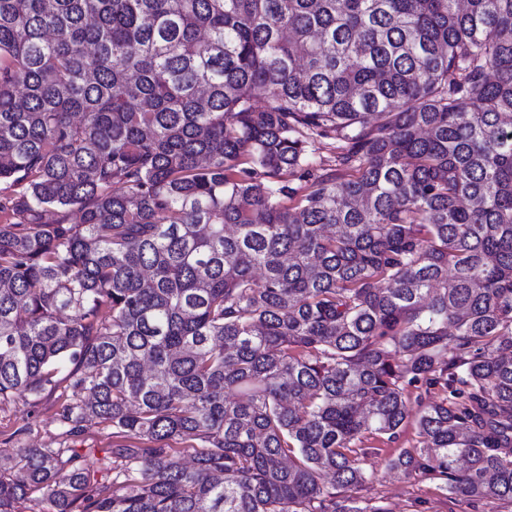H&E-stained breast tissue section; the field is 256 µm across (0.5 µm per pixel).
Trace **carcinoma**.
I'll return each mask as SVG.
<instances>
[{
  "label": "carcinoma",
  "mask_w": 512,
  "mask_h": 512,
  "mask_svg": "<svg viewBox=\"0 0 512 512\" xmlns=\"http://www.w3.org/2000/svg\"><path fill=\"white\" fill-rule=\"evenodd\" d=\"M2 183L0 404L124 443L0 512H384L415 384L390 472L512 504V0H0ZM335 139L315 137L309 140L308 143V155L316 167L334 168L336 150Z\"/></svg>",
  "instance_id": "obj_1"
}]
</instances>
